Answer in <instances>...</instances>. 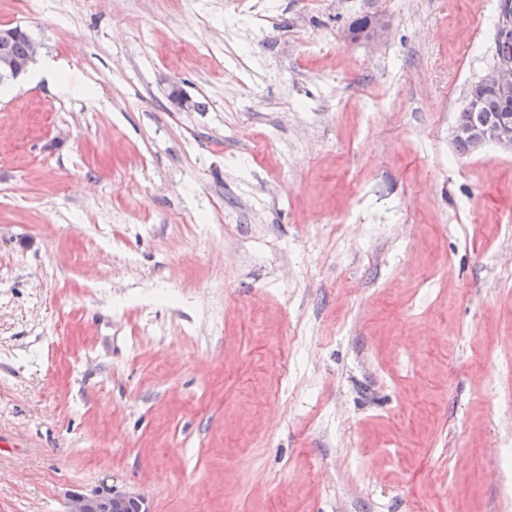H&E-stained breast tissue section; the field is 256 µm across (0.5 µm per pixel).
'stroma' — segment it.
Returning <instances> with one entry per match:
<instances>
[{"label":"stroma","mask_w":512,"mask_h":512,"mask_svg":"<svg viewBox=\"0 0 512 512\" xmlns=\"http://www.w3.org/2000/svg\"><path fill=\"white\" fill-rule=\"evenodd\" d=\"M501 2L0 0V512H512ZM17 32H21V26L0 28V55L2 52L5 55V66L11 71V76L15 80L23 76L28 71L27 68L29 63L34 60L39 51V45L34 42L30 59L27 62L23 61L28 56L31 41L33 39L28 32H24L22 35L16 36L8 47V55L15 60L21 61H12L7 57V53L5 52L6 45ZM485 80L479 81L471 86L467 99L477 100L481 103L480 115L474 116L466 107L477 111V104L466 101L458 113L456 126L466 127L478 121H494L506 113V108L502 104L512 105V56L502 54L492 70L491 74ZM494 94V95H492ZM454 130L460 137L469 138L473 144V151L493 144L500 149L512 153V117L504 115L495 123H486L474 129ZM110 505V512H151L146 499L136 492H114L112 490H98L92 493L73 492L69 498L67 512H109L105 505Z\"/></svg>","instance_id":"stroma-1"}]
</instances>
